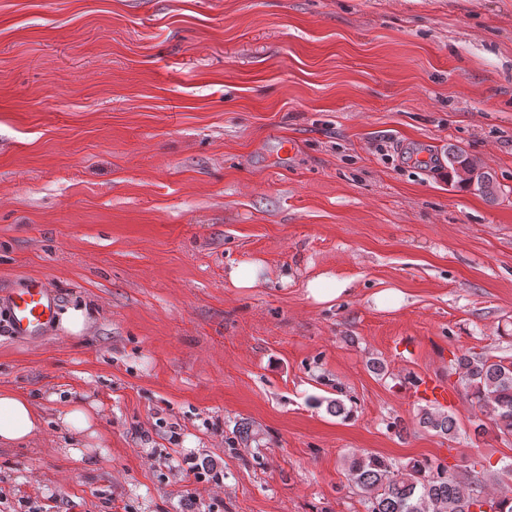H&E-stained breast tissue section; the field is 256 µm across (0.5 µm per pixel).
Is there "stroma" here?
<instances>
[{"label":"stroma","mask_w":512,"mask_h":512,"mask_svg":"<svg viewBox=\"0 0 512 512\" xmlns=\"http://www.w3.org/2000/svg\"><path fill=\"white\" fill-rule=\"evenodd\" d=\"M324 273L348 293L314 302ZM35 276L87 322L0 324V387L45 419L0 447V512H366L355 454L512 465L410 383L512 356V0H0V294ZM75 394L104 438L78 460ZM448 170L461 177V170L468 171L471 176L461 178L468 187L474 186L475 191L491 198L497 192L496 181L493 175L484 170L480 163L462 149L448 147ZM264 264L261 260H249L230 266L225 278L234 288H255L262 281ZM94 408L93 404L86 403L82 396L77 395L70 397L67 405L56 415V427L60 432L85 441L83 442L85 447L61 448L73 458H81L84 448H100L91 446V441L99 437L96 416L93 413ZM420 424L440 435H454L458 429L454 413L436 408L422 409Z\"/></svg>","instance_id":"obj_1"}]
</instances>
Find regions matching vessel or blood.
<instances>
[{"label": "vessel or blood", "instance_id": "b4317fda", "mask_svg": "<svg viewBox=\"0 0 512 512\" xmlns=\"http://www.w3.org/2000/svg\"><path fill=\"white\" fill-rule=\"evenodd\" d=\"M5 304L12 334L20 338L42 335L57 315V301L53 290L40 277L29 278L21 288L15 289L1 300ZM417 397L444 406L454 395L445 380L423 377L414 386Z\"/></svg>", "mask_w": 512, "mask_h": 512}]
</instances>
